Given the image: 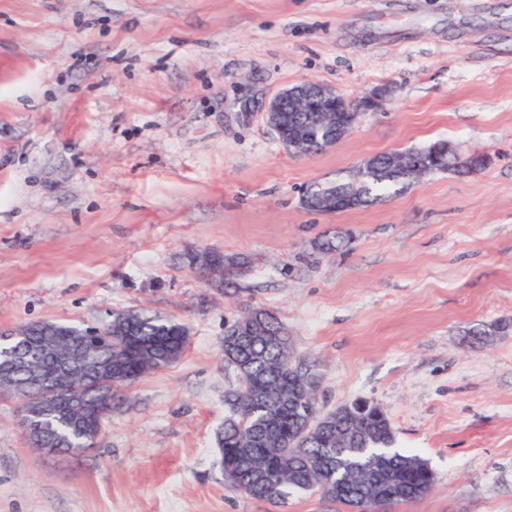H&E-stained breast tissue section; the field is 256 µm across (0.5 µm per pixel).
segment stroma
<instances>
[{"label": "stroma", "mask_w": 512, "mask_h": 512, "mask_svg": "<svg viewBox=\"0 0 512 512\" xmlns=\"http://www.w3.org/2000/svg\"><path fill=\"white\" fill-rule=\"evenodd\" d=\"M307 80L376 105L298 155L264 113ZM439 140L486 166L302 202ZM207 247L245 263L228 290L187 265ZM255 306L321 411L375 402L429 463L383 512H512V0H0V329L144 309L189 336L76 455L27 445L0 396V512H343L224 481V326Z\"/></svg>", "instance_id": "stroma-1"}]
</instances>
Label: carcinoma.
I'll list each match as a JSON object with an SVG mask.
<instances>
[{
	"instance_id": "obj_1",
	"label": "carcinoma",
	"mask_w": 512,
	"mask_h": 512,
	"mask_svg": "<svg viewBox=\"0 0 512 512\" xmlns=\"http://www.w3.org/2000/svg\"><path fill=\"white\" fill-rule=\"evenodd\" d=\"M389 154L374 157L375 172L361 190L355 207L371 205L378 193L402 188L410 182L406 174L388 163ZM480 155L463 158L455 172L470 174L485 166ZM221 278L238 275L240 266L228 263L224 252L214 250ZM261 330L250 336L224 337V355H233L237 367L251 377V389L234 396L217 441L226 483L258 485L253 498L282 503L293 491L319 493L347 509L378 512L379 509L409 504L425 497L434 484L428 464L416 454L392 448L394 434L390 423L362 418L368 434L336 447V440L318 431L304 441L298 430L318 402L304 390L307 371L292 364L291 337L287 328L270 310ZM77 330L55 321L28 325L29 334L16 344L0 342V358L15 351L27 355L31 365L11 375L26 386L35 371L51 370L55 362L42 349L61 345ZM90 362L112 363V384L90 378L73 382L74 391L92 409L112 410L126 392L142 377L176 362L186 351V328L167 317L137 310L112 313V325L101 327L87 337ZM70 402L55 396L50 409L40 415L42 428L54 437L57 447L69 451L93 448L95 432L74 431L69 423ZM250 418V428L239 427V417Z\"/></svg>"
}]
</instances>
